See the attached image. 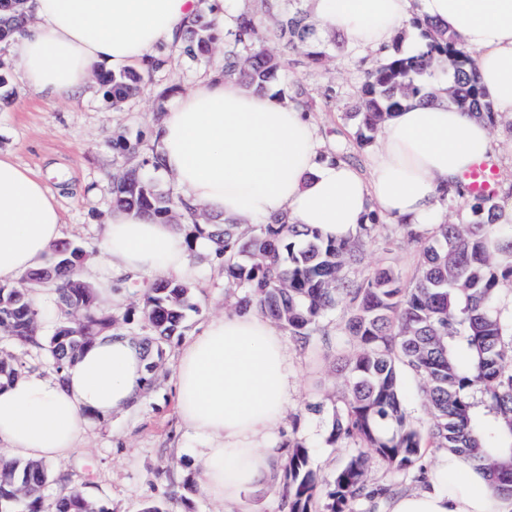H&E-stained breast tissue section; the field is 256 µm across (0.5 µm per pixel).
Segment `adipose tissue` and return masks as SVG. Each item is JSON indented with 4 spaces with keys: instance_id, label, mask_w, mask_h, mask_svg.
Wrapping results in <instances>:
<instances>
[{
    "instance_id": "adipose-tissue-1",
    "label": "adipose tissue",
    "mask_w": 512,
    "mask_h": 512,
    "mask_svg": "<svg viewBox=\"0 0 512 512\" xmlns=\"http://www.w3.org/2000/svg\"><path fill=\"white\" fill-rule=\"evenodd\" d=\"M320 27L348 52H385L421 18L457 34L474 57L483 94L512 113V0H309ZM38 23L9 36L21 79L51 99H71L97 70L138 66L158 49H179L198 0H27ZM161 170L179 193L215 215L258 224L274 215L353 237L370 212L397 224H436L440 194L472 164L494 162L484 122L448 103L413 101L383 127L366 168L322 158L312 124L296 104L210 77L181 95L159 129ZM63 237L58 203L43 184L0 151V282L42 267ZM102 253L109 268L191 274L184 239L172 226L116 208ZM148 357L124 333L96 339L64 380L38 372L0 385V447L23 460L68 457L92 419L137 404ZM178 412L210 440L201 478L213 499L240 501L266 483L272 449L259 445L288 410L294 383L279 331L253 314L207 322L182 348L174 373ZM388 512H512L482 474L446 454L422 489L393 497Z\"/></svg>"
}]
</instances>
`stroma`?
<instances>
[{
	"mask_svg": "<svg viewBox=\"0 0 512 512\" xmlns=\"http://www.w3.org/2000/svg\"><path fill=\"white\" fill-rule=\"evenodd\" d=\"M322 41L327 52L323 65L290 58L270 94L279 96L298 84L316 99L310 117L320 152L326 157L336 147L353 144L356 126L347 114L357 106L364 74L377 57L347 52L333 32ZM222 57L218 50L209 61L194 62L171 52L168 70L147 81L138 98L115 110L103 99L94 79L75 99L48 101L17 79L7 48L0 47V67L9 74L7 85L0 88V150L12 153L55 196L64 239L81 245L90 255L81 274H90L111 220L109 187L120 168L113 139L122 137L151 147L155 128L164 119L155 102L158 86L175 83L189 90L209 76ZM191 258L194 309L187 314L183 335L171 341L156 366L141 402L131 410L93 420L69 458L51 463L50 469L104 512H142L151 502L168 504L172 512H285L287 457L283 450L289 438L298 435L305 440L310 466L323 481H330L346 460V449L329 443L328 436L336 397L344 390L336 362L353 355L357 345L344 335L343 315L338 310L322 323L329 343L302 349L291 337H284L297 390L287 416L267 439L268 447L280 451L270 481L253 491L244 504L215 501L200 479L201 461L195 454L208 441L181 422L173 378L186 338L213 317L234 312L244 291L227 288L222 264L210 255L195 252ZM418 261L417 246L401 235L397 224L385 221L366 240L364 259L352 274L362 278L378 264L388 263L409 281Z\"/></svg>",
	"mask_w": 512,
	"mask_h": 512,
	"instance_id": "35a3bbf8",
	"label": "stroma"
}]
</instances>
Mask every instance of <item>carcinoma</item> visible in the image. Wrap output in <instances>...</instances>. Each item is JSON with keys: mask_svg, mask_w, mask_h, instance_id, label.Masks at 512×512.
I'll return each instance as SVG.
<instances>
[{"mask_svg": "<svg viewBox=\"0 0 512 512\" xmlns=\"http://www.w3.org/2000/svg\"><path fill=\"white\" fill-rule=\"evenodd\" d=\"M273 27L264 29L250 12L240 14L236 29L224 32L207 5L184 23L181 52L195 60L211 56L224 43L216 79L235 80L263 93L294 54L318 66L325 52L316 41L317 23L302 0H260ZM28 23L22 0H0V39L21 34ZM426 49L406 57L400 45L368 70L361 85L362 107L349 113L356 121V143H370L371 133L410 99L430 98V82L445 73L443 58L455 69L448 75V99L483 120L489 129L501 115L483 102L477 67L455 35L414 20ZM168 55L161 50L140 66L98 74L106 101L118 105L134 97L147 78L164 71ZM159 148L142 155L139 168L114 179L112 202L171 223L180 214L207 235L213 255L224 263V276L246 289L237 301L276 321L302 349L323 335L325 315L343 306L344 332L359 350L341 365L346 390L333 417L329 442L348 449L345 464L321 487L309 467V451L297 436L288 442V512H354L359 500L392 492L370 486L369 459L400 470L416 466L428 449L445 448L484 471L488 487L512 498V316L500 307L502 285L512 283V224L497 223L502 205L512 199V182L495 181L490 194L474 193L461 181L445 198L448 205L466 200L471 219L436 225L429 237L418 224H401L403 235L419 247L417 273L404 282L386 264L354 280L352 264L362 260V242L380 226L372 213L357 237L325 240L306 225L291 224L284 215L243 230L160 189L142 170L160 168ZM85 250L61 241L50 262L28 271L32 289L47 287L60 312L52 334L38 333L39 310L28 290L0 285V338L44 353L62 376L77 353L97 336L121 327L112 310L103 307L92 284L77 270ZM191 287L176 279L157 280L143 293V316L150 335L147 351L160 360L165 346L185 329ZM25 365L0 358V379L13 380ZM419 378L430 420L426 427L410 424L403 403L399 370ZM50 474L45 463L0 459V512H104L76 490H60L46 503Z\"/></svg>", "mask_w": 512, "mask_h": 512, "instance_id": "cac0c4a2", "label": "carcinoma"}]
</instances>
